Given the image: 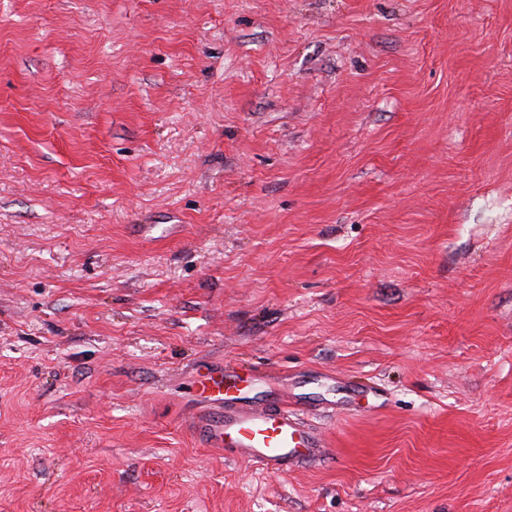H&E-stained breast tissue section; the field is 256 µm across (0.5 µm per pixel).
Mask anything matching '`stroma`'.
Instances as JSON below:
<instances>
[{
	"label": "stroma",
	"mask_w": 512,
	"mask_h": 512,
	"mask_svg": "<svg viewBox=\"0 0 512 512\" xmlns=\"http://www.w3.org/2000/svg\"><path fill=\"white\" fill-rule=\"evenodd\" d=\"M0 512H512V0H0ZM200 397L218 415L202 413L193 427L212 448H224L248 464L271 473L290 471L317 460L324 453L320 434L288 410V397L267 391L266 403L247 401L234 370L202 375Z\"/></svg>",
	"instance_id": "1"
}]
</instances>
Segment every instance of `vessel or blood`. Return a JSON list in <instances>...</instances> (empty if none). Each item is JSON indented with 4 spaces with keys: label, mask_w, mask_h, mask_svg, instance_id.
Instances as JSON below:
<instances>
[{
    "label": "vessel or blood",
    "mask_w": 512,
    "mask_h": 512,
    "mask_svg": "<svg viewBox=\"0 0 512 512\" xmlns=\"http://www.w3.org/2000/svg\"><path fill=\"white\" fill-rule=\"evenodd\" d=\"M197 388L209 410L196 416L193 427L210 447L271 473L322 457L319 433L289 410L287 397L271 391L264 404L249 403L232 370L201 376Z\"/></svg>",
    "instance_id": "b4317fda"
}]
</instances>
